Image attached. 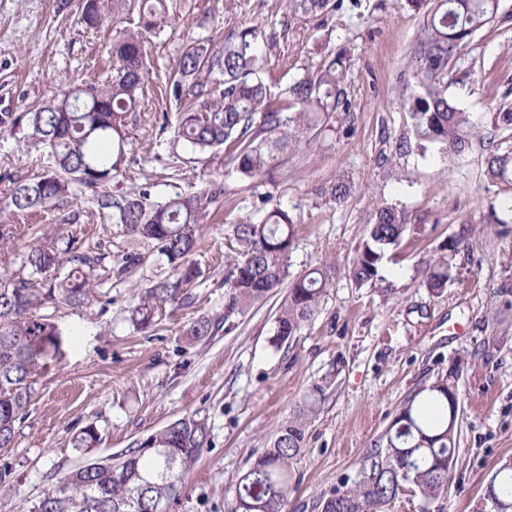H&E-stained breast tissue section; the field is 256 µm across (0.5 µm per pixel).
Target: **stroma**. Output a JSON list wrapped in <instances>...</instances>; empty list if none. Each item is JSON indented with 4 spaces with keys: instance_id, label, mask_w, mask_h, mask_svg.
Listing matches in <instances>:
<instances>
[{
    "instance_id": "1",
    "label": "stroma",
    "mask_w": 512,
    "mask_h": 512,
    "mask_svg": "<svg viewBox=\"0 0 512 512\" xmlns=\"http://www.w3.org/2000/svg\"><path fill=\"white\" fill-rule=\"evenodd\" d=\"M433 0H366L361 12L342 8L321 23L290 17L287 0H186L148 45L146 98L134 113L125 147L128 166L113 191L148 189L152 201L178 193H224L206 209L193 261L204 272L188 303L164 305L154 323L134 330L128 310L135 290L168 274L153 245H130L111 218L98 214L92 194L72 184L62 199L21 212L10 194L14 179L42 173L44 158L27 127L0 132V275L20 270L33 239L63 227L78 245L101 246L94 296L82 307L53 313L63 333L62 353L35 381L25 418L11 446L0 448V471L10 491L0 512H33L44 487L81 466L70 439L96 425L95 457L117 456L179 417L205 418L210 437L174 512H230L239 477L268 448L313 384L331 379L329 396L308 425L306 446L294 463L284 512H320V501L356 477L407 397L437 373L460 363V453L446 496L424 503L407 488L387 512H489L482 490L501 461L512 458V335H498L491 290L512 275V236H496L483 217L505 197L484 177L487 146L475 142L452 161L437 150L397 159L393 176L382 156L406 133L402 107L415 35ZM81 0H0V113L28 111L70 85L106 80L115 30L132 26L128 11L99 30L78 23ZM258 26L264 39L286 45L266 53L272 94L282 93L328 52L346 51L351 118H332L274 172L273 181L241 180L222 149L199 152L174 134L179 109L166 79L183 46L193 40L219 49L229 30ZM512 87V0L478 31L451 70L448 95L483 130H491L504 92ZM493 130V129H492ZM346 176L352 192L336 205L321 186ZM273 195L298 224L291 275L329 263L336 278L315 318L277 348L274 295L231 329L195 341L190 324L224 310V229ZM404 210L411 224L402 246L385 258L382 274L397 293L382 300L357 287L348 268L379 201ZM465 235L455 256V279L439 295L422 284L418 261L440 254L449 238ZM143 257L128 278L112 275L127 251Z\"/></svg>"
}]
</instances>
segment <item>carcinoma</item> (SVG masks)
<instances>
[{
  "instance_id": "1",
  "label": "carcinoma",
  "mask_w": 512,
  "mask_h": 512,
  "mask_svg": "<svg viewBox=\"0 0 512 512\" xmlns=\"http://www.w3.org/2000/svg\"><path fill=\"white\" fill-rule=\"evenodd\" d=\"M126 0H83L80 22L99 27L110 11ZM343 5V0H288L291 17L316 21ZM174 0H141L139 21L112 39V76L102 83H81L29 112L0 113V130L27 123L28 138L47 156L45 172L30 180L13 181L11 201L19 211L35 210L64 197L73 183L92 191L100 211L112 214L120 234L131 241L154 244L165 257L169 274L140 290L127 320L140 329L150 324L161 304L185 300V288L203 277L190 261L196 252L205 218L201 196L175 194L160 203L146 190L112 193L111 185L124 168L127 120L145 96L147 36L161 30ZM500 9V0H438L420 28L410 70L414 83L402 105L409 116L408 133L396 144L399 153L435 146L445 160L461 152L479 134L469 113L448 98V65ZM256 25L224 36L214 50L203 41L183 48L176 72L169 79L173 98L187 104L180 113L176 138L194 149L225 148L243 179L259 180L281 165L303 136L321 129L335 114L350 116L346 78L350 56L327 55L290 85L285 96H272L264 68L266 55ZM491 183L512 187V148H495L485 160ZM351 184L341 176L318 195L342 204ZM489 224L499 234H512V195L491 207ZM408 226L403 211L388 202L374 209L367 236L348 267L359 288L367 286L381 297L392 289L382 285L380 267L388 251L398 249ZM295 224L289 211L266 196L244 220L224 229V313L201 317L186 335L202 339L219 322L226 327L263 302L279 288L287 294L276 317L273 345L281 348L298 335L318 312L335 268L327 263L290 277V253ZM465 242L448 241V254L421 262L423 284L438 295L454 279L453 254ZM105 254L84 250L62 230L36 238L25 256L28 273L0 279V447L11 444L16 423L31 402L35 377L60 353L62 332L40 310L66 305L79 307L95 289ZM142 262L128 252L112 265L117 278ZM41 285L34 277L59 273ZM492 295L504 311L512 310V277L502 280ZM459 364L437 374L411 396L353 480L344 482L322 500L321 512H386V507L413 486L425 502L448 493L458 461ZM331 382L314 385L293 416L278 430L270 447L255 460L236 485L231 512H283L294 477L293 463L305 444L311 417L327 400ZM100 434L93 424L71 439L72 448L87 454ZM209 441L207 422L184 416L150 434L115 459H89L47 487L34 512H173L190 471ZM492 494L512 502V461L497 468Z\"/></svg>"
}]
</instances>
